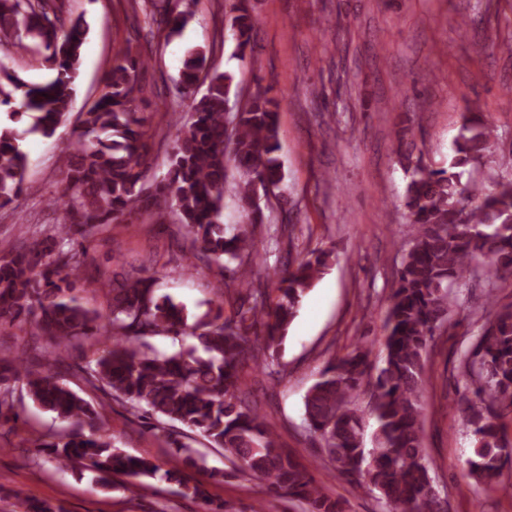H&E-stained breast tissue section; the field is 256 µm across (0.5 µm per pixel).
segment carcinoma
Wrapping results in <instances>:
<instances>
[{"label": "carcinoma", "instance_id": "cac0c4a2", "mask_svg": "<svg viewBox=\"0 0 512 512\" xmlns=\"http://www.w3.org/2000/svg\"><path fill=\"white\" fill-rule=\"evenodd\" d=\"M194 0H150L146 14L152 35H177ZM227 30L234 55L253 54L256 19L248 0H228ZM86 28L64 16L59 0H0V41L15 52L36 53L54 72L45 83L28 84L0 63V108L9 120L30 117L31 132L52 137L69 120L72 79ZM478 54L512 56V32L475 43ZM209 50H196L182 70L178 97H190L200 74L207 87L193 99L192 122L175 127L168 169L154 188L146 186L152 149L148 113L135 105L143 93L140 71L148 60L119 52L104 79L101 96L78 113L75 137L60 158V188L51 199L62 203L66 222L41 225L27 248L6 246L0 254V321L29 324L21 354L0 359V419H18L14 394L20 390L39 407L71 424L96 412L61 382L66 371L155 421L162 432L175 423L224 449L230 470L212 471L222 480L241 477L264 484L303 505V512H344L343 502L323 492L279 445L265 418L248 400L246 377L252 364L268 375L307 292L332 264L333 253L308 252L281 269H269L255 241L268 227L263 198L280 188V100L259 89L232 114L225 103L236 90L234 74L208 65ZM12 86L22 96L14 109ZM422 130L410 118L398 131L397 155L409 181L404 208L412 245L403 255L383 322V365L371 374V349L362 342L332 356L303 399V426L322 441L325 469L356 487L376 490L384 512H447V502L429 473L423 449L425 359L434 336L448 323L473 266L484 270L489 303L486 322L464 366L467 388L462 412L475 437L466 465L479 481L498 479L512 462V442L504 439L500 417L512 413V306L494 300L499 282L512 279V179L485 183L473 172L494 156L500 136L479 112L464 115L448 167L435 168L423 152L413 155L407 140ZM16 128L0 126V210L24 190L28 156ZM232 185L242 208L240 224L223 222L224 187ZM157 224L173 214L191 241L190 257L217 264L224 279L217 301L188 322L183 305L157 293L156 279L141 272L113 277L91 269L85 240L96 229L140 212ZM273 274L279 298L267 301L256 286ZM100 292L108 304L101 314L80 293ZM156 336H193L198 345L159 351ZM365 400L375 422L371 436L359 409ZM185 468L198 466L197 451L168 434ZM36 447L54 455L61 468L93 469L98 483L116 474L127 484L160 477L181 482V471L122 454L100 436L78 431L56 441L41 437ZM18 512H58L46 502L17 496Z\"/></svg>", "mask_w": 512, "mask_h": 512}]
</instances>
